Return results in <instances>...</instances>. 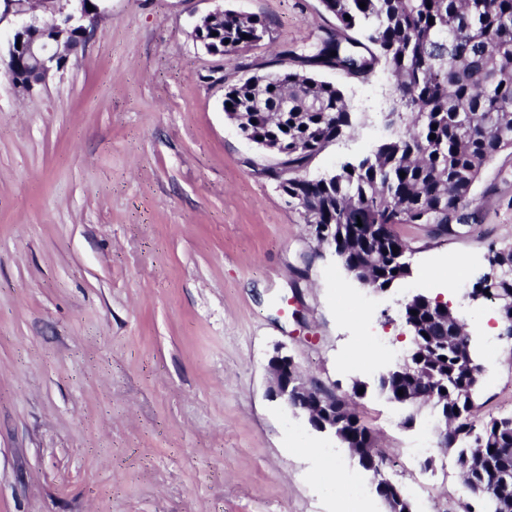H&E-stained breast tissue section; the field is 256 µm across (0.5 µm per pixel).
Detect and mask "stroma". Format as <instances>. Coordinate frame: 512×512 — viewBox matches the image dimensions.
Masks as SVG:
<instances>
[{"mask_svg":"<svg viewBox=\"0 0 512 512\" xmlns=\"http://www.w3.org/2000/svg\"><path fill=\"white\" fill-rule=\"evenodd\" d=\"M223 5L264 21V40L215 56L192 37L214 0H104L99 33L46 84L22 90L0 67V512H386L374 472L269 397L279 345L372 430L413 512H462L435 411L405 425L375 383L411 347L403 304L438 297L483 368L477 420L512 412L499 306L459 290L512 246V153L483 169L454 233L398 225L408 278L359 283L223 108L242 64L336 20L320 0ZM319 76L344 90L354 128L310 178L386 136L395 89L381 68ZM330 463L348 482L326 478Z\"/></svg>","mask_w":512,"mask_h":512,"instance_id":"stroma-1","label":"stroma"}]
</instances>
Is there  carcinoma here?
<instances>
[{
  "label": "carcinoma",
  "instance_id": "1",
  "mask_svg": "<svg viewBox=\"0 0 512 512\" xmlns=\"http://www.w3.org/2000/svg\"><path fill=\"white\" fill-rule=\"evenodd\" d=\"M321 3L348 35L330 32L312 52L283 47L263 72L224 85V103L231 104L224 112L246 139L278 144L266 172L304 210L317 242L336 241L347 272L382 290L411 274L406 240L394 226L430 224L451 233L465 223L483 168L512 150V0ZM266 33L249 17L224 23L214 43L223 55L238 53ZM379 67L395 79L397 119L389 134L356 162L299 176L353 126L344 91L306 69L365 79ZM475 294L512 299V248L491 251L488 272L467 292ZM404 318L419 340L409 362L423 367L431 404L448 419V448L462 462L470 496L464 512H512V414L474 419L482 367L471 355L469 332L448 303L424 295L412 298ZM416 385L414 375L394 367L376 389L407 406L418 402ZM336 424L346 447L373 444L370 429L339 398Z\"/></svg>",
  "mask_w": 512,
  "mask_h": 512
}]
</instances>
